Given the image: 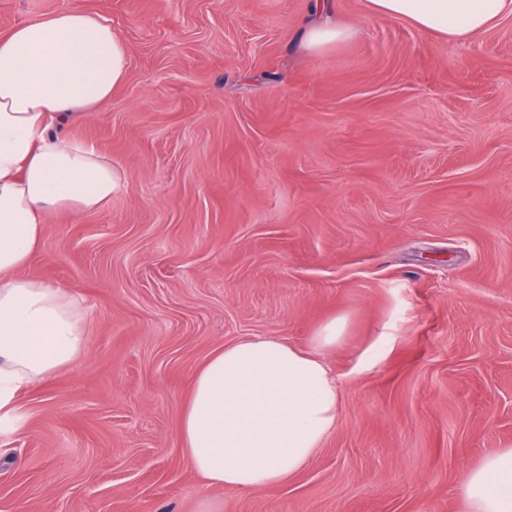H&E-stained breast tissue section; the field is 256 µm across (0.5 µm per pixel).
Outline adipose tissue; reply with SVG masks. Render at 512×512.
I'll return each instance as SVG.
<instances>
[{
	"mask_svg": "<svg viewBox=\"0 0 512 512\" xmlns=\"http://www.w3.org/2000/svg\"><path fill=\"white\" fill-rule=\"evenodd\" d=\"M381 15L451 39L512 16V0H369ZM128 50L102 16L73 8L0 38V419L17 392L81 356L85 310L68 289L26 276L47 214L97 211L127 191L124 170L93 145L56 131L109 101ZM342 323L309 348L251 336L216 350L192 377L179 437L193 469L234 490L278 486L322 448L338 420L339 380L321 358ZM464 512H512V448L468 477Z\"/></svg>",
	"mask_w": 512,
	"mask_h": 512,
	"instance_id": "1",
	"label": "adipose tissue"
}]
</instances>
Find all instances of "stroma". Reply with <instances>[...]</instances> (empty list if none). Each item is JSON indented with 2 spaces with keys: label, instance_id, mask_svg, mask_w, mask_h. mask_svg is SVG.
Instances as JSON below:
<instances>
[{
  "label": "stroma",
  "instance_id": "1",
  "mask_svg": "<svg viewBox=\"0 0 512 512\" xmlns=\"http://www.w3.org/2000/svg\"><path fill=\"white\" fill-rule=\"evenodd\" d=\"M0 0V36L106 18L129 72L60 134L123 167L45 221L27 273L87 309L82 355L0 424V512H462L512 448V16L465 40L327 0ZM343 339L335 432L288 484L205 483L192 376L248 336ZM326 2H317L314 21L304 31V42L312 51H320L324 48L336 45L345 40L349 32L331 24L324 16Z\"/></svg>",
  "mask_w": 512,
  "mask_h": 512
}]
</instances>
